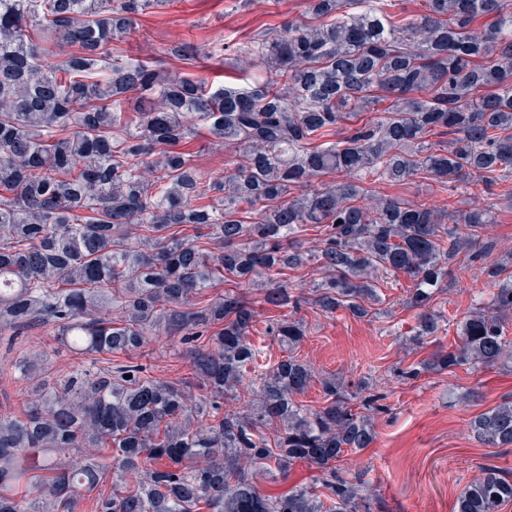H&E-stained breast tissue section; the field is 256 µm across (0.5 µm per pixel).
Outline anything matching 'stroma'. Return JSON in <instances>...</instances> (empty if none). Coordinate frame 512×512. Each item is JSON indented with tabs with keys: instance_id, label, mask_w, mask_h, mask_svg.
<instances>
[{
	"instance_id": "35a3bbf8",
	"label": "stroma",
	"mask_w": 512,
	"mask_h": 512,
	"mask_svg": "<svg viewBox=\"0 0 512 512\" xmlns=\"http://www.w3.org/2000/svg\"><path fill=\"white\" fill-rule=\"evenodd\" d=\"M307 6L308 0H167L140 15L135 33L119 46L127 57L163 71H191L215 83H250L265 76L247 52L250 43L266 29L307 20ZM365 187L373 197L393 195L445 210L493 204L496 221L481 231L497 242L487 261L512 256V198L487 195L483 183L451 193L428 177L416 176L397 186L370 179ZM483 264L449 279L447 289L437 294L433 306L441 315L440 330L421 342L414 338L416 312L405 305L411 281L400 274L379 278L381 301L367 317L343 309L327 314L307 304L295 313L306 327L296 350L300 359L315 372L336 376L349 389L368 385L385 396L384 411L372 416L375 441L339 463L380 500L377 512H455L460 492L482 468L512 473V448L481 445L469 433L473 416L512 400V361L491 369L472 364L451 372L430 369L414 379L401 375L402 369L428 360L438 347L454 344L462 317L489 300L493 286ZM245 293L255 311L250 342L267 360L281 359L283 351L268 329L283 318V310L264 302L260 286H247ZM21 345L45 352L47 373L54 378L82 363L57 348L46 327L23 337ZM130 360L161 380L178 382L188 374L185 347L177 336L162 335Z\"/></svg>"
}]
</instances>
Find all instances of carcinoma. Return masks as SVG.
Segmentation results:
<instances>
[{"mask_svg":"<svg viewBox=\"0 0 512 512\" xmlns=\"http://www.w3.org/2000/svg\"><path fill=\"white\" fill-rule=\"evenodd\" d=\"M165 2L0 0V331L47 325L89 361L51 382L44 353L13 356L29 395L21 414L0 413V512H75L79 492L108 470L111 490L94 512H374L337 462L375 438L354 400L379 410L382 396L361 397L294 355L306 328L290 315L271 331L287 355L259 366L248 340L254 311L236 289L263 276L274 306L366 317L375 279L402 274L415 335L438 332L432 302L448 277L486 259L492 246L480 230L496 223L493 207L448 214L382 196L368 208L363 183L424 174L454 191L512 180V0H426L413 19L388 12L390 0H310L308 20L254 42L275 78L248 87L170 75L113 47L135 32L136 15ZM478 17L492 19L482 36L472 33ZM61 44L72 51L44 64ZM378 90L397 100L358 122ZM199 126L234 151L220 178L175 149ZM343 126V139L326 140ZM433 134L445 145L434 148ZM329 173L339 180L315 184ZM308 225L323 233L317 253L299 241ZM315 263L324 275L298 294L279 280ZM505 271L484 266L498 288L464 316L433 368L512 358ZM218 282L231 289L195 308ZM160 328L189 344L184 381L137 364L95 367L140 350ZM316 381L325 405L299 404ZM194 388L205 395L192 400ZM243 395L246 410L224 411ZM471 429L485 445L511 447L512 401ZM299 462L321 470L327 499L312 484L264 494L246 470L286 476ZM510 500L512 478L487 468L456 508L498 512Z\"/></svg>","mask_w":512,"mask_h":512,"instance_id":"cac0c4a2","label":"carcinoma"}]
</instances>
